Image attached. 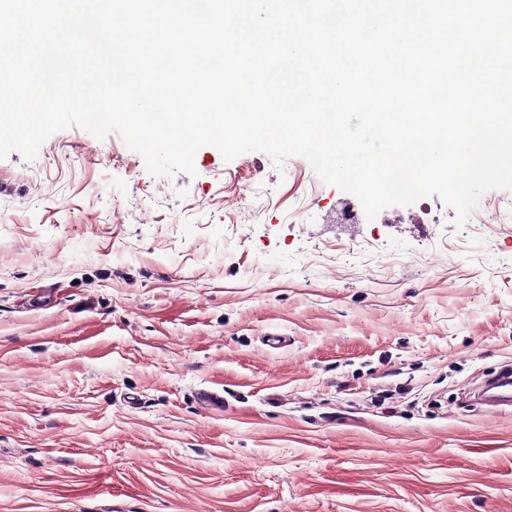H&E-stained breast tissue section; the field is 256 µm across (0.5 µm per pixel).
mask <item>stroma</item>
Listing matches in <instances>:
<instances>
[{
    "mask_svg": "<svg viewBox=\"0 0 512 512\" xmlns=\"http://www.w3.org/2000/svg\"><path fill=\"white\" fill-rule=\"evenodd\" d=\"M0 159V512H512V191L354 235L308 160ZM224 399L204 408L199 390Z\"/></svg>",
    "mask_w": 512,
    "mask_h": 512,
    "instance_id": "stroma-1",
    "label": "stroma"
}]
</instances>
